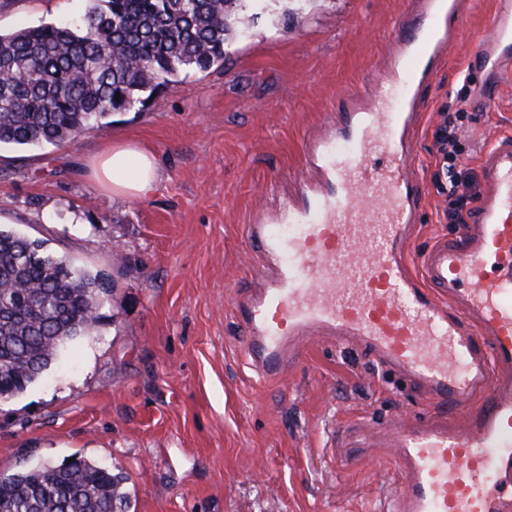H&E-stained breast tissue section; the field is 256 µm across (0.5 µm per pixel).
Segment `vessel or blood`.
I'll return each instance as SVG.
<instances>
[{"label": "vessel or blood", "instance_id": "1", "mask_svg": "<svg viewBox=\"0 0 512 512\" xmlns=\"http://www.w3.org/2000/svg\"><path fill=\"white\" fill-rule=\"evenodd\" d=\"M393 40L390 69L348 97L336 133H312L313 178L300 199L246 236L271 279L238 306L257 374L283 376L314 337L372 352L406 382L470 406L464 429L444 418L331 433L345 461L394 459L402 473L389 512H512V134L479 155L486 192L461 240L435 241L409 263L420 197L406 177L415 89L461 21L458 0H418ZM475 62L487 89L512 77V0H497Z\"/></svg>", "mask_w": 512, "mask_h": 512}]
</instances>
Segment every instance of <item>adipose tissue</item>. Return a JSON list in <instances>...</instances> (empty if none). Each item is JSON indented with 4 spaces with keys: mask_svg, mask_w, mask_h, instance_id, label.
I'll list each match as a JSON object with an SVG mask.
<instances>
[{
    "mask_svg": "<svg viewBox=\"0 0 512 512\" xmlns=\"http://www.w3.org/2000/svg\"><path fill=\"white\" fill-rule=\"evenodd\" d=\"M91 175L110 194L138 199L149 192L159 177L155 155L128 144H112L91 162Z\"/></svg>",
    "mask_w": 512,
    "mask_h": 512,
    "instance_id": "1",
    "label": "adipose tissue"
}]
</instances>
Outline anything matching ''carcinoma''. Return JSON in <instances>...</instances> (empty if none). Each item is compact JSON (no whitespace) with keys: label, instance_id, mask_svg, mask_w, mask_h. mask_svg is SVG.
<instances>
[{"label":"carcinoma","instance_id":"1","mask_svg":"<svg viewBox=\"0 0 512 512\" xmlns=\"http://www.w3.org/2000/svg\"><path fill=\"white\" fill-rule=\"evenodd\" d=\"M71 24L0 34V146H60L189 71L224 66L266 0H90ZM108 288L44 242L0 227V400L92 334ZM119 471L84 458L0 474V512H129Z\"/></svg>","mask_w":512,"mask_h":512}]
</instances>
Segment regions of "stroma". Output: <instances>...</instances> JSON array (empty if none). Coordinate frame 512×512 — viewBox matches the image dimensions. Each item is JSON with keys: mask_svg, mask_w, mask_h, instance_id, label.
Wrapping results in <instances>:
<instances>
[{"mask_svg": "<svg viewBox=\"0 0 512 512\" xmlns=\"http://www.w3.org/2000/svg\"><path fill=\"white\" fill-rule=\"evenodd\" d=\"M410 0H313L297 18L259 17L227 47L223 68L190 72L143 104L61 146L0 148V220L109 292L94 333L69 343L47 374L0 401V473L83 457L118 467L130 512H379L399 479L394 460L345 467L326 428L356 415L387 423L447 417L363 348L308 345L279 380L243 354L235 298L260 287L244 227L278 210L305 179L303 146L354 89L381 75ZM88 0H0V32L79 19ZM495 0L468 13L428 84L410 146L423 195L412 261L462 227L445 213L435 130L466 119L460 167L475 196L480 151L512 133V84L483 94L474 65ZM134 142L159 160L142 198L105 194L90 174L105 146Z\"/></svg>", "mask_w": 512, "mask_h": 512, "instance_id": "stroma-1", "label": "stroma"}]
</instances>
